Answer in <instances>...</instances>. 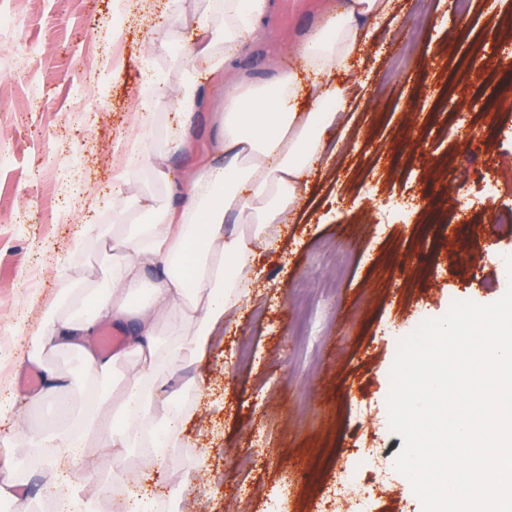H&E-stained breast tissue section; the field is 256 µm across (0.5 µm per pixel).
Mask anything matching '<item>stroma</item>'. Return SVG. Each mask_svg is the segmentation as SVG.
<instances>
[{
  "instance_id": "35a3bbf8",
  "label": "stroma",
  "mask_w": 512,
  "mask_h": 512,
  "mask_svg": "<svg viewBox=\"0 0 512 512\" xmlns=\"http://www.w3.org/2000/svg\"><path fill=\"white\" fill-rule=\"evenodd\" d=\"M293 22L279 20L269 0L261 36L233 67L263 83L291 71L295 51L347 0H312ZM159 0H0L13 29L0 31V350L20 334L19 310L38 325L55 297L58 266L89 286L108 288L112 259L94 248L74 256L82 210L95 197L90 222L112 223V202L143 194L171 196L145 169L127 170L113 148L139 134L133 111L146 93L145 72L169 85L181 70L171 54L151 49ZM391 20L369 24L371 36L341 79L351 87L350 130L309 176V195L279 245L259 249L261 282L205 356L172 378L195 387L194 417L184 424L188 453L146 473L150 491L168 495V512H321L338 463L355 451L358 428H370L381 462L394 465L403 439L389 427L386 399L400 339L421 319H436L453 302L497 301L485 290L494 258L512 252L483 216L512 208V121L494 97L512 81V0H471L466 29L421 21L415 0H392ZM485 46L497 67L465 55ZM468 79L455 81L458 70ZM201 105L191 118L187 152L171 158L193 171L220 134L224 78L195 62ZM85 103L74 109L75 92ZM426 109L415 125L402 118L410 100ZM472 129L468 150L499 192L483 198L476 177L461 180L453 130L457 114ZM54 151L59 164L43 167ZM123 176L120 199L112 179ZM453 184L466 208L447 209L440 237L426 236L429 212L400 200ZM45 210V224L20 213ZM479 241L468 256L465 237Z\"/></svg>"
}]
</instances>
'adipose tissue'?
I'll list each match as a JSON object with an SVG mask.
<instances>
[{"instance_id": "1", "label": "adipose tissue", "mask_w": 512, "mask_h": 512, "mask_svg": "<svg viewBox=\"0 0 512 512\" xmlns=\"http://www.w3.org/2000/svg\"><path fill=\"white\" fill-rule=\"evenodd\" d=\"M267 7V0H224L220 27L210 13H201L191 38L176 53L185 66L182 82L170 89L146 75L153 94L138 103L136 125L152 124L162 97L179 112L196 111L191 61L204 58L214 74L229 71L241 48L257 38ZM388 16L389 0H350L330 27L300 46L296 70L264 87L233 80L224 94L218 156L188 176L174 174L166 154L154 153L144 137L124 142L126 166L149 169L178 201L162 205L145 194L132 211H113L110 229L83 225L76 249L84 251L92 242L111 252V287L97 291L62 269L56 296L22 350L36 365L55 351L75 353L81 361L82 406L61 404V381L51 371L30 400L60 402L53 429L27 426L23 410L0 399V420L11 421L15 449L40 450L58 512H97L83 484L72 477L85 468L86 449L99 448L97 471L125 484L130 473L120 449L151 448L160 468L169 449L183 445L181 401L193 388L186 384L170 391L167 382L206 353L225 315L261 274L255 247L271 243L276 229L288 224L308 192V174L335 153L332 131L350 93L334 76L366 42L365 21ZM112 324L130 326L131 333L121 354L105 358L90 340L101 326ZM126 359L137 363L135 373L120 372Z\"/></svg>"}]
</instances>
